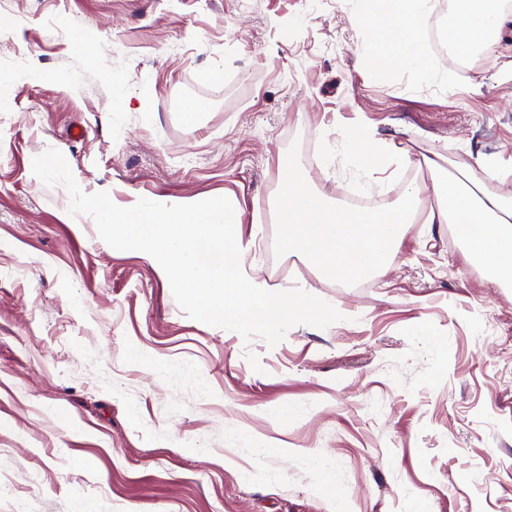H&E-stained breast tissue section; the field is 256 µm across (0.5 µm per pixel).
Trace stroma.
I'll return each instance as SVG.
<instances>
[{
  "label": "stroma",
  "mask_w": 512,
  "mask_h": 512,
  "mask_svg": "<svg viewBox=\"0 0 512 512\" xmlns=\"http://www.w3.org/2000/svg\"><path fill=\"white\" fill-rule=\"evenodd\" d=\"M367 52L349 0H0V512H512V287L421 223L339 285L273 216L292 167L355 193L353 126L411 159L384 210L438 156L512 196V31L443 80ZM50 148L120 207L229 198L244 272L341 321L271 347L189 319L33 174Z\"/></svg>",
  "instance_id": "1"
}]
</instances>
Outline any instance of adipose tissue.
<instances>
[{
	"label": "adipose tissue",
	"mask_w": 512,
	"mask_h": 512,
	"mask_svg": "<svg viewBox=\"0 0 512 512\" xmlns=\"http://www.w3.org/2000/svg\"><path fill=\"white\" fill-rule=\"evenodd\" d=\"M430 0H351L354 13L365 23L369 55L366 63L375 76L395 69L432 75L423 33ZM451 38L459 49L475 40L495 46L512 27V12L499 9L495 0H463ZM343 144L353 165L366 177L385 170L386 155L361 129H348ZM434 200L424 199L419 188H407L398 210L376 214L331 202L311 187L301 171L289 170L276 207L281 241L290 254L308 259L325 276L340 283L366 277L386 263L402 243L404 224L412 216L430 224H472L478 238L474 258L500 279L512 280V199L477 195L478 176L469 172L448 175L431 163Z\"/></svg>",
	"instance_id": "adipose-tissue-1"
}]
</instances>
